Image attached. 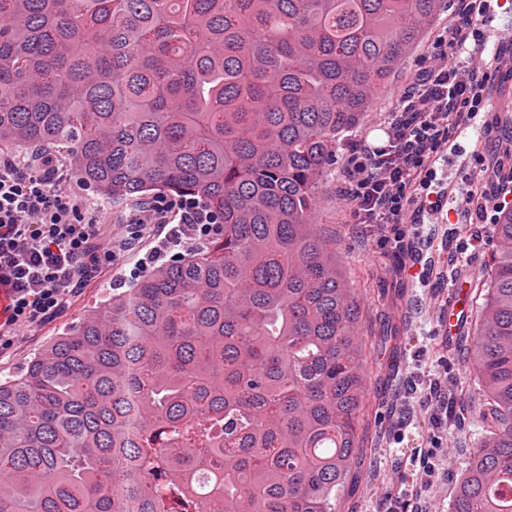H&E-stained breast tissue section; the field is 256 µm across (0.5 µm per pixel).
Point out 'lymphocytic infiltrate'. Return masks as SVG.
Returning <instances> with one entry per match:
<instances>
[{
	"instance_id": "obj_1",
	"label": "lymphocytic infiltrate",
	"mask_w": 512,
	"mask_h": 512,
	"mask_svg": "<svg viewBox=\"0 0 512 512\" xmlns=\"http://www.w3.org/2000/svg\"><path fill=\"white\" fill-rule=\"evenodd\" d=\"M453 7L449 28L380 125L386 142H352L343 165L338 194L351 221L374 225L387 256L404 253L412 225L443 212L448 192L435 164L461 126L490 111L497 74L512 72V48L483 38L491 0H453ZM70 181L46 154L0 152V287L9 296L0 348L22 328L62 313L114 251L133 250L156 225L176 220L200 237L212 230L197 203L160 198L135 205L124 235L113 238L111 213L71 191Z\"/></svg>"
}]
</instances>
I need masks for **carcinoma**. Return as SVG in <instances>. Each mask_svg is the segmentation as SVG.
<instances>
[{
	"instance_id": "obj_1",
	"label": "carcinoma",
	"mask_w": 512,
	"mask_h": 512,
	"mask_svg": "<svg viewBox=\"0 0 512 512\" xmlns=\"http://www.w3.org/2000/svg\"><path fill=\"white\" fill-rule=\"evenodd\" d=\"M440 9L0 0V151L44 147L103 201L193 199L217 224L0 381V512H125L134 459L142 512H336L360 450V308L318 193ZM494 246L483 438L449 512H512V207Z\"/></svg>"
}]
</instances>
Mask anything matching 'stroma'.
<instances>
[{"mask_svg":"<svg viewBox=\"0 0 512 512\" xmlns=\"http://www.w3.org/2000/svg\"><path fill=\"white\" fill-rule=\"evenodd\" d=\"M448 11H441L426 35L394 74L389 85L376 94L371 109L336 145L337 159H344L352 141L373 134L375 118L393 111L416 65L424 60L437 36L448 25ZM483 143L451 139L440 167L449 185L470 176L474 190L486 184L488 164ZM340 170H333L322 188L316 221L336 227V252L346 279L362 311L363 358L367 400L363 424L368 429V452L351 466L348 482L336 499V512H415L405 487L394 484L401 453L388 423L400 406H411L425 395L434 367L448 370V437L435 445L448 462V477L434 488L431 512H448L455 481L473 457L479 441V413L484 407L477 375L464 361L460 338L441 336L439 317L448 303V289L456 274L468 279L487 278L494 227L490 224H440L428 219L418 225L412 250L404 258L379 253L368 233L351 224L349 210L337 186ZM156 239H143L135 252L117 254L112 264L95 274L72 299L65 313L24 330L13 346L0 353V378L13 374L33 354L52 342L63 329L100 301L126 289L144 276L156 260ZM404 338L400 358L390 362L383 342L391 329Z\"/></svg>","mask_w":512,"mask_h":512,"instance_id":"35a3bbf8","label":"stroma"}]
</instances>
